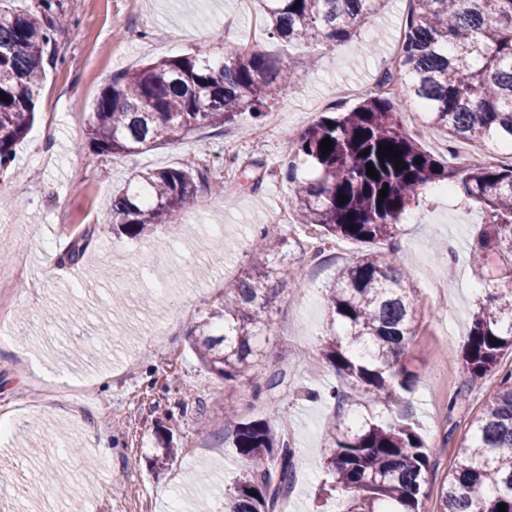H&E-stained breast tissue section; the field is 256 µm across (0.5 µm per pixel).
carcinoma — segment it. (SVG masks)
<instances>
[{"label":"carcinoma","instance_id":"1","mask_svg":"<svg viewBox=\"0 0 512 512\" xmlns=\"http://www.w3.org/2000/svg\"><path fill=\"white\" fill-rule=\"evenodd\" d=\"M414 3L395 69L404 75L403 100L376 91L340 116H322L295 138L302 161L317 176L298 178L288 207L301 226L319 228L322 244L336 239L373 244L395 237L404 213L429 183L445 181L481 205L485 222L471 246V266L481 298L462 349L471 386L488 378L497 391L472 421V432L438 490L437 512H512V368L499 358L512 352V164L482 160L465 166L427 151L404 127V112L423 108L424 122L448 143L512 145V0H410ZM384 0H265L266 32L292 43L346 42ZM39 13L0 15V169L35 119L36 101L55 48L53 0ZM289 77L270 55L252 46L216 57L183 55L123 71L98 96L87 128L99 155H133L184 138L202 128L230 125L242 111L253 118L285 95ZM333 122L328 126L327 122ZM332 148L322 153L321 140ZM392 145L396 159L377 155ZM368 155H362L363 151ZM372 163L379 177L367 176ZM205 174L191 167L149 169L133 186L112 194V232L140 239L172 222L187 207ZM388 187V195L379 197ZM347 199L339 201L338 196ZM257 260L247 277L224 292L222 302L197 323L202 363L224 381L251 368L254 341L268 326L274 289ZM323 302L331 325L317 352L335 372L327 394L336 407L325 431L331 490L347 496L345 512H419L430 482L432 452L402 416L346 418L353 393L392 406L411 397L417 376L399 367L414 337L415 290L387 256L359 255L340 267ZM277 370L252 384L258 397L284 384ZM232 447L246 471L227 494L229 512H275L291 492L295 451L264 420L238 421L224 406ZM256 495L248 494V491Z\"/></svg>","mask_w":512,"mask_h":512}]
</instances>
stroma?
<instances>
[{"label":"stroma","instance_id":"stroma-1","mask_svg":"<svg viewBox=\"0 0 512 512\" xmlns=\"http://www.w3.org/2000/svg\"><path fill=\"white\" fill-rule=\"evenodd\" d=\"M68 22L36 104V120L18 144L15 166L0 173V242L15 244L0 275L14 279L9 343H0V418L15 423L0 442V512H224L225 491L244 462L224 440L217 406L230 401L241 419L269 421L296 448L287 512H342V498L323 497L325 429L333 410L310 394L336 375L316 354L330 326L321 290L364 249L336 240L325 256L309 248L315 228L276 223L271 206L288 201L284 169L293 133L324 112H346L373 91L404 35L410 0H385L351 40L312 48L257 38L262 0H60ZM258 43L294 84L269 108L255 138L249 113L132 155H100L86 129L101 90L121 71L161 58ZM204 170L196 198L175 222L137 241L117 238L109 208L115 191L146 169ZM257 188L239 185L241 172ZM234 187L232 196L219 193ZM484 216L461 192L426 189L411 205L394 241L374 252L392 257L416 294V334L402 363L417 376L409 403L397 406L425 436L434 477L420 505L436 512L440 484L457 461L470 423L497 388L456 409L464 393L463 340L480 283L469 256ZM270 239L282 247L271 262L276 298L260 337L256 372L283 370L285 384L258 399L246 378L224 382L198 359L192 329L249 270ZM82 258L69 262L72 249ZM112 279L96 280L101 269ZM119 332L104 337L105 323ZM95 356L71 349L72 337ZM112 451L98 454L100 435ZM177 453L155 466L161 439ZM68 475L60 497L48 475Z\"/></svg>","mask_w":512,"mask_h":512}]
</instances>
